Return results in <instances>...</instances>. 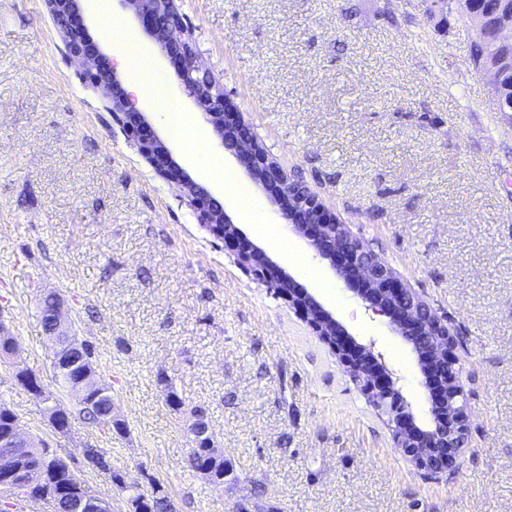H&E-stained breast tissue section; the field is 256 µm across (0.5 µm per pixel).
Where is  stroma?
<instances>
[{
    "label": "stroma",
    "mask_w": 512,
    "mask_h": 512,
    "mask_svg": "<svg viewBox=\"0 0 512 512\" xmlns=\"http://www.w3.org/2000/svg\"><path fill=\"white\" fill-rule=\"evenodd\" d=\"M197 61L276 161L447 320L470 420L453 471L428 473L396 447L387 418L330 347L160 178L107 100L84 83L44 0H0V326L19 349L0 360V403L115 512L125 503L84 449L100 448L141 485L159 481L177 512H512V123L490 102L456 15L428 0H177ZM111 55L122 28L155 84L206 119L132 11L85 0L79 17ZM143 108L173 157L212 195L213 160L255 200L244 237L384 353L417 426L430 389L411 345L373 315L308 239L291 232L242 164L208 135L189 157L152 100ZM287 235L298 260L278 250ZM95 350L124 434L73 419L53 428L17 382H55L41 302ZM182 399L167 405V389ZM228 466L223 485L188 466L194 411Z\"/></svg>",
    "instance_id": "stroma-1"
}]
</instances>
